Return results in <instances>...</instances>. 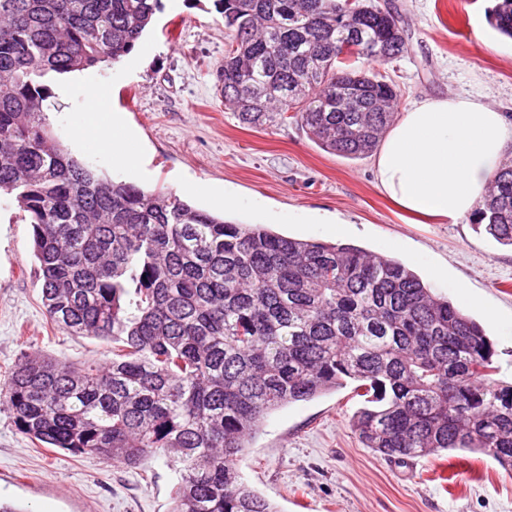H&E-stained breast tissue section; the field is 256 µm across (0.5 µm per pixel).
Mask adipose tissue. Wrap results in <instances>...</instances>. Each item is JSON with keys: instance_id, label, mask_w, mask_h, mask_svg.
I'll return each mask as SVG.
<instances>
[{"instance_id": "ef3b65f1", "label": "adipose tissue", "mask_w": 512, "mask_h": 512, "mask_svg": "<svg viewBox=\"0 0 512 512\" xmlns=\"http://www.w3.org/2000/svg\"><path fill=\"white\" fill-rule=\"evenodd\" d=\"M79 138L122 167L138 157L125 148L116 115L78 126ZM512 149V119L475 98H428L403 109L375 157L379 188L404 212L454 220L471 213Z\"/></svg>"}]
</instances>
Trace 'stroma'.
Instances as JSON below:
<instances>
[{
  "label": "stroma",
  "mask_w": 512,
  "mask_h": 512,
  "mask_svg": "<svg viewBox=\"0 0 512 512\" xmlns=\"http://www.w3.org/2000/svg\"><path fill=\"white\" fill-rule=\"evenodd\" d=\"M406 31V52L386 72L401 106L431 96H478L512 113V39L489 16L497 0H388ZM229 36L214 0H179L156 15L136 48L114 65L88 69L108 94L144 169L117 167L74 135L90 109L79 86L49 94L57 140L100 172L143 188L163 187L241 224L299 239L351 243L400 260L424 281L447 270L442 288L488 327L498 376L512 379V248L471 217L411 224L376 186L374 159L327 151L300 127L253 128L225 111L214 73ZM295 214L294 222L282 215ZM13 196H0V379L23 352L70 362L103 358L104 343L50 325L31 256L30 225ZM347 220L343 234L314 219ZM482 304L470 306L468 296ZM361 399L346 386L273 411L240 463L249 484L280 512H512V478L488 458L451 451L399 464L364 448L350 418ZM175 475L160 456L129 468L35 446L0 411V499L27 512H170Z\"/></svg>",
  "instance_id": "stroma-1"
}]
</instances>
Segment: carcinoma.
Returning <instances> with one entry per match:
<instances>
[{"mask_svg": "<svg viewBox=\"0 0 512 512\" xmlns=\"http://www.w3.org/2000/svg\"><path fill=\"white\" fill-rule=\"evenodd\" d=\"M229 30L215 87L251 127L295 124L351 159L374 151L406 52L384 0H215ZM162 0H0V193L32 228L50 323L111 345L24 353L0 409L47 449L128 467L163 456L171 512H278L239 468L271 411L354 385L351 427L403 462L479 453L512 475V384L480 324L403 262L234 224L171 191L110 178L61 147L45 77L117 63ZM494 27L512 38V0ZM373 64L368 70L360 61ZM512 247V159L473 212Z\"/></svg>", "mask_w": 512, "mask_h": 512, "instance_id": "1", "label": "carcinoma"}]
</instances>
